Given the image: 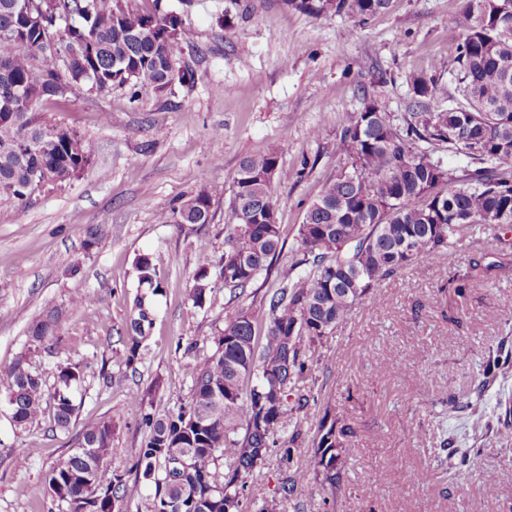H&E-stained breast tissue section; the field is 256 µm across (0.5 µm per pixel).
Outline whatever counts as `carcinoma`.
Listing matches in <instances>:
<instances>
[{"label": "carcinoma", "instance_id": "cac0c4a2", "mask_svg": "<svg viewBox=\"0 0 512 512\" xmlns=\"http://www.w3.org/2000/svg\"><path fill=\"white\" fill-rule=\"evenodd\" d=\"M312 16L347 15L366 19L389 8L392 0H284ZM462 28L458 96L448 109L428 111L440 97L438 81L425 75L412 80L413 111L397 123L362 91L363 106L346 116L336 136L338 169L306 209L298 232L299 258L288 269L276 266L282 250L276 219L274 183L284 174L277 147L241 159L229 200L226 249L221 260L224 288L245 290L262 274L276 272L279 287L266 297L265 322L240 307L224 322L211 349L193 355L188 402L162 417L147 413L144 444L131 469L144 493L131 506L125 473L111 466L115 426L110 419L82 425L78 447L47 474L51 495L66 512H245L248 478L265 465L271 449L291 462L294 449L279 446L288 413L302 412L309 397L295 393L316 363L321 340L345 321L353 306L373 295L390 276L414 266L426 255H446L470 228L482 225L498 233L512 227V0H466L464 19L448 18ZM194 31L180 13L152 0L149 9L132 0H55L54 10L30 20L15 0H0V87L21 92L31 108L19 116L0 107V185L11 195L0 200L29 202L36 186L19 158L22 139L50 127L54 147L40 153L52 179L62 184L91 167L84 138L71 127L53 123L36 111L42 102L59 100L54 86L78 82L89 69L101 85L126 86L165 95L192 76L182 61ZM53 39L79 41L85 55L58 74L40 61L37 50ZM460 156L448 166L436 147ZM224 189L205 185L192 197L161 214L168 223L206 224L214 200ZM161 262L153 255L138 260L141 281L161 290ZM191 297L201 306L212 290L209 274L193 276ZM127 328L128 346L116 362L134 367L147 340L153 315L141 298ZM34 348L59 343L57 319L48 313L28 329ZM50 390L43 374L22 353L0 365V398L10 400V418L24 428L39 421L52 405L53 421L69 429L76 413L73 389L84 373L70 364L55 368ZM512 377V348L500 345L483 370L477 395L463 405L479 430L469 448L453 447L448 472L460 474L481 455L479 444L512 419L501 409L489 411L482 399L488 386ZM347 428L324 413L312 440L307 464L283 482L281 495L294 494L311 480L336 495L347 467ZM229 461L219 470V461Z\"/></svg>", "mask_w": 512, "mask_h": 512}]
</instances>
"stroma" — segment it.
Masks as SVG:
<instances>
[{"label":"stroma","instance_id":"obj_1","mask_svg":"<svg viewBox=\"0 0 512 512\" xmlns=\"http://www.w3.org/2000/svg\"><path fill=\"white\" fill-rule=\"evenodd\" d=\"M166 3L195 32L183 55L193 79L168 97L81 89L39 105L85 137L93 164L69 184L37 190L26 206L0 202V365L27 351L30 323L53 311L61 343L33 354V366L67 358L87 366L68 430L47 417L15 427L0 404V512H61L45 477L86 420H112V465L128 469L146 436L143 415L188 400L187 346L212 347L238 308L263 314L275 277L259 275L234 301L219 283L228 197L215 200L206 224L165 223L160 212L201 186L231 188L243 157L281 147L288 177L274 196L280 262L291 264L304 212L336 171V137L362 92L401 117L410 110V75L456 87L461 30L448 18L461 15L464 0H392L363 24L314 17L283 0ZM227 12L228 31L217 23ZM146 254L164 258L163 287L148 297L153 328L129 371L112 355L124 349L141 292L137 261ZM201 269L214 290L198 306L189 291ZM465 273V297L442 292L444 279ZM378 291L382 306H354L322 339L319 362L300 384L316 402L300 415L294 464L304 465L323 414L336 415L351 429L344 485L327 501L305 483L282 512H512L511 430L488 437L455 480L438 467L443 430L466 448L474 429L467 412L444 418L443 401L452 392L467 400L498 344L512 343V232L473 228L449 254L424 256ZM81 293L93 294L95 305L73 306ZM22 454L28 461L20 466Z\"/></svg>","mask_w":512,"mask_h":512}]
</instances>
